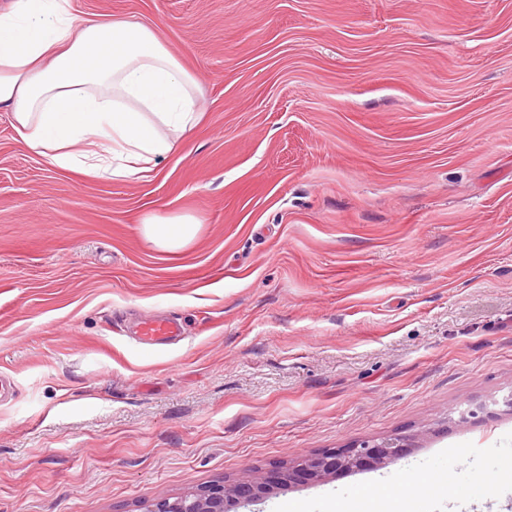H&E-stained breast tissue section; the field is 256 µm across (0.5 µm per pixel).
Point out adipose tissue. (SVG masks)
<instances>
[{"instance_id": "obj_1", "label": "adipose tissue", "mask_w": 512, "mask_h": 512, "mask_svg": "<svg viewBox=\"0 0 512 512\" xmlns=\"http://www.w3.org/2000/svg\"><path fill=\"white\" fill-rule=\"evenodd\" d=\"M196 80L154 28L75 14L71 0H14L0 13V109L18 139L63 169L143 180L201 118ZM188 215L148 217L166 257L193 241Z\"/></svg>"}]
</instances>
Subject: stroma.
Returning a JSON list of instances; mask_svg holds the SVG:
<instances>
[{
  "label": "stroma",
  "instance_id": "stroma-1",
  "mask_svg": "<svg viewBox=\"0 0 512 512\" xmlns=\"http://www.w3.org/2000/svg\"><path fill=\"white\" fill-rule=\"evenodd\" d=\"M153 27L201 122L91 179L0 111V512H141L425 431L387 467L243 512H512V0H72ZM194 216L166 259L151 214ZM179 317L185 340L131 327ZM451 468L449 499L419 487Z\"/></svg>",
  "mask_w": 512,
  "mask_h": 512
}]
</instances>
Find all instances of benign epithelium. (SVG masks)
Here are the masks:
<instances>
[{
	"mask_svg": "<svg viewBox=\"0 0 512 512\" xmlns=\"http://www.w3.org/2000/svg\"><path fill=\"white\" fill-rule=\"evenodd\" d=\"M426 433L364 440L307 455L294 463L255 471L235 481L224 480L177 496L159 495L145 512H234L299 484H318L353 472L377 470L418 447Z\"/></svg>",
	"mask_w": 512,
	"mask_h": 512,
	"instance_id": "7a95c632",
	"label": "benign epithelium"
}]
</instances>
